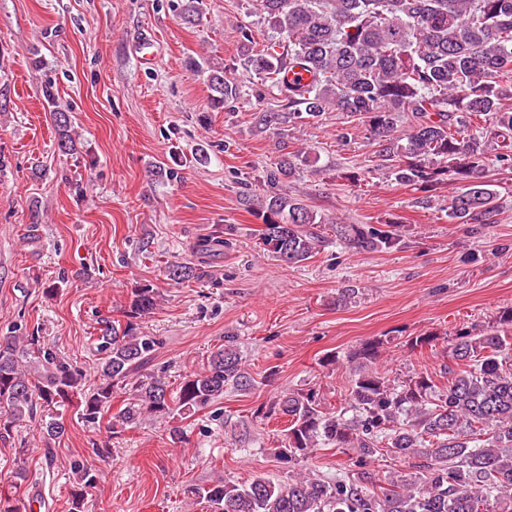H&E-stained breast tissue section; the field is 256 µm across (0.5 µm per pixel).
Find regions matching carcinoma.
<instances>
[{"mask_svg":"<svg viewBox=\"0 0 512 512\" xmlns=\"http://www.w3.org/2000/svg\"><path fill=\"white\" fill-rule=\"evenodd\" d=\"M279 40L262 50L242 31L248 66L284 101L281 112L257 111L256 123L278 132L319 122L327 112L350 118L338 134L347 143L366 128L389 176L425 192L452 178L461 186L448 199V218L457 224L495 223L497 193L485 175L494 154L512 169V0H255ZM201 0H185L181 17L200 21ZM298 65L312 81L281 82L283 70ZM211 104L235 108L237 84L224 67H207ZM58 149H76L67 111L50 112ZM484 117L487 125H474ZM306 152L284 153L267 170L263 195L248 190L241 204L261 220L264 248L290 265L309 259L336 239L362 251L402 246L398 223L341 224L317 214L288 191L296 160ZM169 280L198 277L188 262L165 268ZM157 292L131 293L124 327L105 323L100 336V381L85 388L84 371L34 336H0V408L15 420L36 406L63 407L79 398L93 423L112 408L123 383L148 362L156 341L136 333L134 320L152 313ZM382 341L363 343L352 355L349 377L352 415L326 407L314 389L285 390L273 405L288 418L275 455L291 462L330 445L353 448L357 471L333 481L296 474L288 482L256 478L244 485L224 482L198 487L212 512H512V309L499 325L457 336L448 351L440 387L418 375L398 384L372 368ZM253 385L234 345L213 353L207 364L185 375L175 390L163 376L136 385L112 428L149 415L166 419L194 415L224 396L226 387ZM389 455L423 460L414 478L399 476L386 487L365 466ZM73 507L81 510L96 476L71 462ZM25 500L0 496V512H27Z\"/></svg>","mask_w":512,"mask_h":512,"instance_id":"obj_1","label":"carcinoma"}]
</instances>
